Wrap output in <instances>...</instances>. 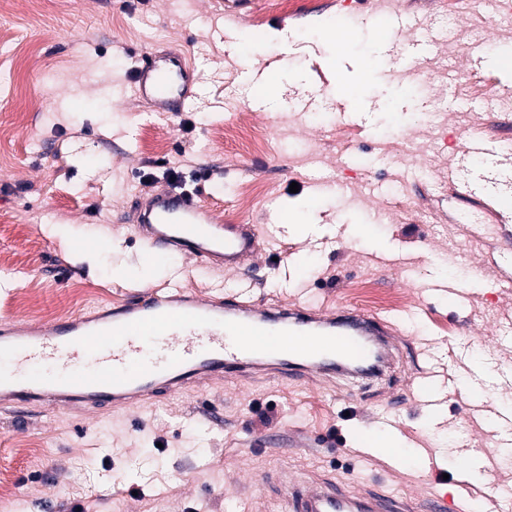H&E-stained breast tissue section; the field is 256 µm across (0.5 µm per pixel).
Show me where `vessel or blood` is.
<instances>
[{
	"label": "vessel or blood",
	"instance_id": "obj_1",
	"mask_svg": "<svg viewBox=\"0 0 512 512\" xmlns=\"http://www.w3.org/2000/svg\"><path fill=\"white\" fill-rule=\"evenodd\" d=\"M131 88L156 112H182L201 97L199 76L177 51L136 59ZM133 223L148 262L175 254L235 274L263 249L256 224H225L194 189L140 193ZM391 323L354 309L214 299L178 282L49 324L0 319V406L141 408L161 393L201 389L228 376L328 378L381 375L373 343L392 348ZM288 512H413L412 501L353 487L285 484Z\"/></svg>",
	"mask_w": 512,
	"mask_h": 512
}]
</instances>
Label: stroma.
I'll list each match as a JSON object with an SVG mask.
<instances>
[{
    "instance_id": "1",
    "label": "stroma",
    "mask_w": 512,
    "mask_h": 512,
    "mask_svg": "<svg viewBox=\"0 0 512 512\" xmlns=\"http://www.w3.org/2000/svg\"><path fill=\"white\" fill-rule=\"evenodd\" d=\"M508 11L512 0H6L0 316L88 313L137 292L144 270L165 287L169 270L147 266L125 216L140 179L161 176V160L182 148L211 171L216 215L260 225L268 242L248 279L180 262L184 289L355 308L404 340L380 378L231 380L130 413L0 411V474L29 487L8 512H272L284 473L421 510L444 495L455 512H476L493 486L512 506V427L499 419L512 410V389L499 386L512 376V334L499 328L512 317V287L500 282L512 270V222L502 221L512 163L494 184L482 177L496 154L458 164L466 137L512 142V105L479 109L512 80V27L489 44L476 38ZM395 13L409 23L404 42L424 26L452 34L408 84L378 26ZM340 21L358 27L341 47L323 37ZM151 50L197 64L206 102L162 114L134 100L113 55ZM478 51L482 65L468 69ZM340 78L359 86L358 108L337 92ZM314 171L338 188L309 184ZM371 181L379 196L366 194ZM466 183L474 193L462 194ZM454 210L469 225L450 220ZM108 236L113 246H100ZM434 381L450 391L438 419L423 404ZM383 419L397 440L390 456L363 440ZM466 441L481 455L462 471Z\"/></svg>"
}]
</instances>
